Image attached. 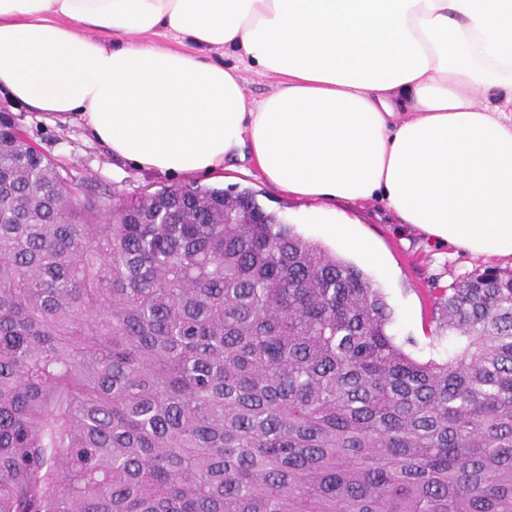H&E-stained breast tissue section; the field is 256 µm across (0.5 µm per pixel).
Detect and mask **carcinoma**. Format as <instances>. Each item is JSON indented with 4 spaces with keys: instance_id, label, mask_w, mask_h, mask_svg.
<instances>
[{
    "instance_id": "cac0c4a2",
    "label": "carcinoma",
    "mask_w": 512,
    "mask_h": 512,
    "mask_svg": "<svg viewBox=\"0 0 512 512\" xmlns=\"http://www.w3.org/2000/svg\"><path fill=\"white\" fill-rule=\"evenodd\" d=\"M255 192L135 197L0 133V512H512V270L419 361Z\"/></svg>"
}]
</instances>
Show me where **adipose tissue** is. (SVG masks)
I'll return each mask as SVG.
<instances>
[{"label": "adipose tissue", "instance_id": "obj_1", "mask_svg": "<svg viewBox=\"0 0 512 512\" xmlns=\"http://www.w3.org/2000/svg\"><path fill=\"white\" fill-rule=\"evenodd\" d=\"M219 51L277 91L248 99ZM0 91L138 169L248 155L370 260L336 203L512 256V0H0Z\"/></svg>", "mask_w": 512, "mask_h": 512}]
</instances>
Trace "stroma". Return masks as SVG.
<instances>
[{"label":"stroma","mask_w":512,"mask_h":512,"mask_svg":"<svg viewBox=\"0 0 512 512\" xmlns=\"http://www.w3.org/2000/svg\"><path fill=\"white\" fill-rule=\"evenodd\" d=\"M0 104L8 105L23 125L29 138L44 152L57 158L78 177L113 186L126 196L139 195L143 189L184 185L191 182L237 192L256 190L265 210L276 213L294 226L303 237L316 240L336 255L357 261V254L347 250L322 231L320 225L303 221L306 202L288 197L265 184L251 162L226 163L222 178L207 174L169 175L139 170L113 161L98 143L87 137L78 122H49L37 119L25 107L11 103L0 92ZM345 215L359 222L360 232L375 244L385 259L384 266L365 264L364 270L385 293L393 310L390 331L397 342L414 339L411 352L420 359L446 355L448 344H431L436 333L434 291L445 289L471 273L487 268L512 269V257H475L460 248L431 240L429 236L401 223L381 201L371 200L345 208Z\"/></svg>","instance_id":"35a3bbf8"}]
</instances>
